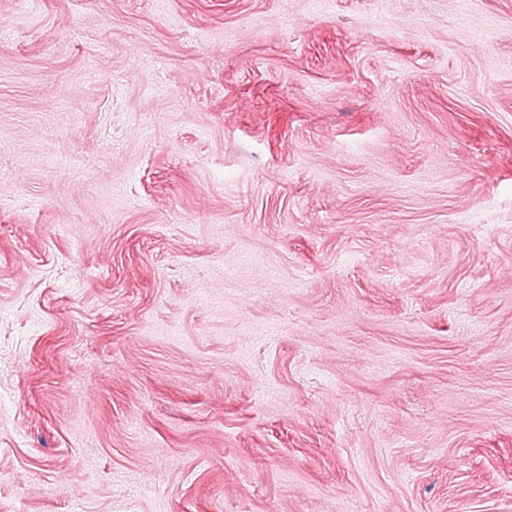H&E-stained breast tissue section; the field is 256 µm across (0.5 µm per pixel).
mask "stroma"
<instances>
[{
	"label": "stroma",
	"instance_id": "1",
	"mask_svg": "<svg viewBox=\"0 0 512 512\" xmlns=\"http://www.w3.org/2000/svg\"><path fill=\"white\" fill-rule=\"evenodd\" d=\"M0 512H512V0H0Z\"/></svg>",
	"mask_w": 512,
	"mask_h": 512
}]
</instances>
